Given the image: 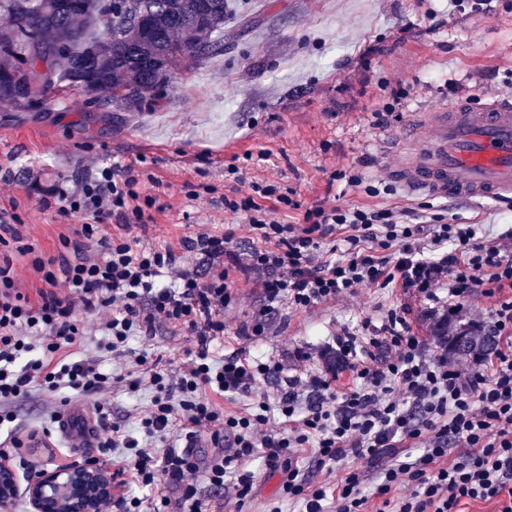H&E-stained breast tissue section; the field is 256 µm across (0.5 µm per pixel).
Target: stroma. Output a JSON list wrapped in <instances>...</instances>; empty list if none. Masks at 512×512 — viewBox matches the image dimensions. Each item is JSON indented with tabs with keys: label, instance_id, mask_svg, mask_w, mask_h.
Segmentation results:
<instances>
[{
	"label": "stroma",
	"instance_id": "35a3bbf8",
	"mask_svg": "<svg viewBox=\"0 0 512 512\" xmlns=\"http://www.w3.org/2000/svg\"><path fill=\"white\" fill-rule=\"evenodd\" d=\"M473 91L485 101L512 100V0H495L479 16L453 10L448 0H228L223 53L172 74L140 111H107L80 88L50 92L34 110L0 102V213L16 215L30 241L54 253L60 235H72L84 218L43 208L41 187L76 185L93 163H116L157 198L151 221L133 227L132 237L144 247H171L179 265L192 269L198 261L180 241L199 227L234 229L238 252L256 246L243 216L224 209L225 197L247 193L253 181L292 191L299 207L283 213L287 224L324 198L338 206L424 204L397 188L372 197L331 175L357 164L365 180L390 185L405 114ZM389 102L398 117L380 122ZM229 141L236 144L230 152ZM233 165L245 170L244 182L225 178ZM191 184L214 191L193 198ZM430 202L453 224L512 228V210L493 199ZM229 281L235 300L225 311V352L250 350L289 375L321 367L340 328L393 306L405 307L414 333L438 348L429 302L401 287L365 286L307 311H281L265 336L251 340L239 330L255 316L259 288L236 269ZM97 454L37 448L23 453L18 470Z\"/></svg>",
	"mask_w": 512,
	"mask_h": 512
}]
</instances>
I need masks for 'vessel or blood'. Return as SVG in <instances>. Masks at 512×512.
<instances>
[{
	"label": "vessel or blood",
	"instance_id": "b4317fda",
	"mask_svg": "<svg viewBox=\"0 0 512 512\" xmlns=\"http://www.w3.org/2000/svg\"><path fill=\"white\" fill-rule=\"evenodd\" d=\"M390 170L400 188L472 202L512 196V104L485 102L477 94L441 101L412 115L397 138ZM95 418L67 411L54 432L36 433L38 448H87Z\"/></svg>",
	"mask_w": 512,
	"mask_h": 512
}]
</instances>
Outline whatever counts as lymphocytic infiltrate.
I'll use <instances>...</instances> for the list:
<instances>
[{
    "instance_id": "f902f5d3",
    "label": "lymphocytic infiltrate",
    "mask_w": 512,
    "mask_h": 512,
    "mask_svg": "<svg viewBox=\"0 0 512 512\" xmlns=\"http://www.w3.org/2000/svg\"><path fill=\"white\" fill-rule=\"evenodd\" d=\"M41 203L61 216L81 214L85 222L62 237L54 255L36 250L16 225L0 228V246L30 256L42 282L35 293L24 292L11 265H0V425L13 422L14 400L34 392L68 390L69 406L94 397L107 435L101 456L123 450V474L151 492L147 499L121 496L120 512H204L196 484L187 480L197 472L217 495L233 475L235 497L246 505L255 482L247 463L258 451L280 472L283 495L300 512H327L331 496L299 465L302 448L311 449L319 468L348 457L376 466L373 497L361 493L362 472L349 471L333 496L334 512H458L466 500H493L499 512H512V229L494 234L479 224H452L427 205L398 210L322 202L307 208L300 223L286 224L279 216L294 201L277 185L255 182L250 193L224 205L245 215L261 247L243 258L231 247L233 231L200 229L181 242L200 262L190 270L176 267L170 248H144L129 238L154 200L119 165L99 166L73 188L51 185ZM339 229L344 237L326 249ZM337 250L342 260L334 259ZM233 268L260 285L259 314L241 328L244 336L264 335L281 307L306 310L363 285L397 284L433 301L444 284L452 322L475 295L494 298L488 318L474 327L497 337L498 348L461 366L447 351L430 352L405 308L395 307L335 336L352 373L344 392L322 370L285 377L278 363L213 352L233 300L227 283ZM88 315L102 319L99 354L132 358L133 379L104 371L98 357L66 359L81 344ZM175 330L193 338L178 368L130 345L133 337ZM276 376L284 382L276 401L254 397L259 381ZM121 382L152 393L134 432L111 419L107 395ZM215 393L253 398L254 411L224 414L211 399ZM274 410L283 419L276 430L268 427ZM172 434L184 446L155 456L153 439ZM202 436L218 450L206 463L195 451ZM399 487L403 495L393 497Z\"/></svg>"
}]
</instances>
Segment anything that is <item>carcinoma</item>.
<instances>
[{
  "mask_svg": "<svg viewBox=\"0 0 512 512\" xmlns=\"http://www.w3.org/2000/svg\"><path fill=\"white\" fill-rule=\"evenodd\" d=\"M225 0H0V42L28 34L16 52L0 50V101L37 108L40 97L66 86L65 79L96 50L87 90L104 97L115 111H130L149 99L181 66H196L224 51ZM121 23V36L97 43ZM49 61L48 72L34 91L35 101L20 96L23 59ZM448 353L464 356L484 352L490 341L474 335L469 324L436 332Z\"/></svg>",
  "mask_w": 512,
  "mask_h": 512,
  "instance_id": "carcinoma-1",
  "label": "carcinoma"
}]
</instances>
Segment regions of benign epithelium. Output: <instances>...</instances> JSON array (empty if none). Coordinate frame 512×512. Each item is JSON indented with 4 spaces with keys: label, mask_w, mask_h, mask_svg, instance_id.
Listing matches in <instances>:
<instances>
[{
    "label": "benign epithelium",
    "mask_w": 512,
    "mask_h": 512,
    "mask_svg": "<svg viewBox=\"0 0 512 512\" xmlns=\"http://www.w3.org/2000/svg\"><path fill=\"white\" fill-rule=\"evenodd\" d=\"M112 471L99 463L45 469L26 488L30 512H110L116 495ZM16 492L13 469L0 463V504Z\"/></svg>",
    "instance_id": "benign-epithelium-1"
}]
</instances>
